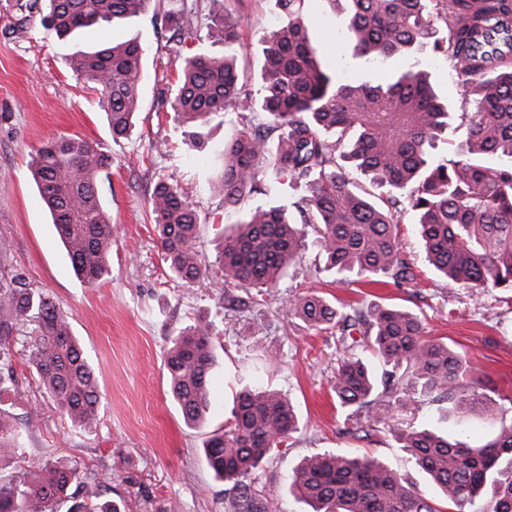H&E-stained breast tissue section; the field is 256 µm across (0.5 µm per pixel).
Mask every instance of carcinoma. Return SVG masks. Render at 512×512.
<instances>
[{"instance_id": "cac0c4a2", "label": "carcinoma", "mask_w": 512, "mask_h": 512, "mask_svg": "<svg viewBox=\"0 0 512 512\" xmlns=\"http://www.w3.org/2000/svg\"><path fill=\"white\" fill-rule=\"evenodd\" d=\"M41 0L16 3V26ZM45 27L64 38L102 21L141 15L148 0H46ZM286 21L265 39L260 86L243 89L238 21L228 11L210 17L206 38L224 53L182 59L169 106L174 119L202 128L216 112L246 118L224 142L217 184L224 208L237 210L267 192L265 184L306 194L288 205L248 208L224 236L215 261L196 249L199 216L188 196L158 178L149 203L168 269L194 283L220 271L225 309L274 300L288 267L302 258L306 230L326 257L324 270L338 284L374 283L383 275L401 286L417 279L397 236L406 216L417 225L429 265L467 288L512 290V32L486 26L512 19V0H331L346 17L353 54L372 60L407 57L430 45L451 72L476 89V108L465 145L454 159L431 152L448 127L450 106L426 70L391 74L377 83H349L326 72L307 36L304 0H278ZM177 41L194 39L192 8L163 12ZM145 49L135 38L111 41L77 54L73 69L100 93L112 138L126 137L140 110ZM500 160L490 165L487 159ZM112 158L97 144L61 135L32 156L30 169L72 267L94 284L108 273L112 222L98 180ZM387 188L377 203L346 171ZM286 314L329 330L341 326L343 345L333 380L342 408L363 420L344 435L371 436L388 428L399 447L443 492L437 501L367 453L306 456L289 475V489L312 512H512V422L472 446L395 420L390 397L411 391L432 402L448 400L466 422L494 408L489 383L469 377L466 357L425 336L420 316L396 306L366 313L344 311L316 293L296 296ZM214 322L195 321L166 345L170 391L187 425L210 408L209 371ZM23 347L38 388L84 431L98 420L100 394L94 369L54 297L32 287L26 273L0 256V390L15 384ZM371 350L388 369L372 376L355 348ZM298 432L294 407L282 393L244 387L232 419L212 432L203 452L207 466L229 483V512H269L275 491L261 482L268 454ZM19 430L0 410V460L21 454ZM97 474L76 461L46 460L17 481L0 480V512H123L125 500L101 499Z\"/></svg>"}]
</instances>
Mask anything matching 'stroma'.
I'll return each mask as SVG.
<instances>
[{"label": "stroma", "mask_w": 512, "mask_h": 512, "mask_svg": "<svg viewBox=\"0 0 512 512\" xmlns=\"http://www.w3.org/2000/svg\"><path fill=\"white\" fill-rule=\"evenodd\" d=\"M14 2L0 0V252L68 313L96 371L100 408L92 430L73 429L38 390L27 364L17 362V382L0 392V408L21 426L23 450L17 461L0 464V476H20L50 458L75 460L98 475L104 497L127 498L130 512H169L173 503L179 512H227L225 484L205 463L203 442L230 420L240 384L257 382L291 399L300 427L263 466V480L277 492L274 512H306L288 491V475L304 456L356 447L435 495V487L391 435L375 432L360 441L342 435L347 412L331 388L338 329L310 328L278 305L225 315L222 276L186 284L169 273L162 259L148 204L157 176L178 184L195 204L202 256L215 258L225 227L241 216L225 210L223 197L212 189L224 142L242 127L239 114L213 115L197 146L189 128L175 121L164 104L176 79L175 59L220 54L223 46L204 39L176 42L149 11L130 21L82 29L65 40L46 29L35 13L21 33L13 29ZM224 5L238 19L247 50L238 61L244 86L256 91L264 38L280 23L282 11L277 0H224ZM304 11L309 38L330 73L372 83L385 72L425 69L436 75V90L453 112L434 153L451 156L465 142V116L474 111L475 97L457 83L442 55L427 49L372 64L354 57L344 36L345 18L328 0H306ZM134 35L146 49L140 110L132 133L116 140L97 93L73 72L71 56ZM60 135L96 142L112 158L109 176L98 182L114 226L112 253L108 275L94 285L75 275L29 167L32 154ZM302 254L279 285L281 297L318 291L355 308L395 305L417 313L427 336L465 354L474 376L493 381L494 406H512L511 294L488 288L477 297L423 265L418 281L403 287H337L315 244L306 243ZM199 318L213 320L217 334L212 408L195 428L186 425L172 399L164 351L168 336ZM254 323L263 324V336H250ZM32 411L37 419L28 429L24 422ZM394 414L401 422L437 432L461 427L451 404L444 402H409L396 406Z\"/></svg>", "instance_id": "35a3bbf8"}]
</instances>
